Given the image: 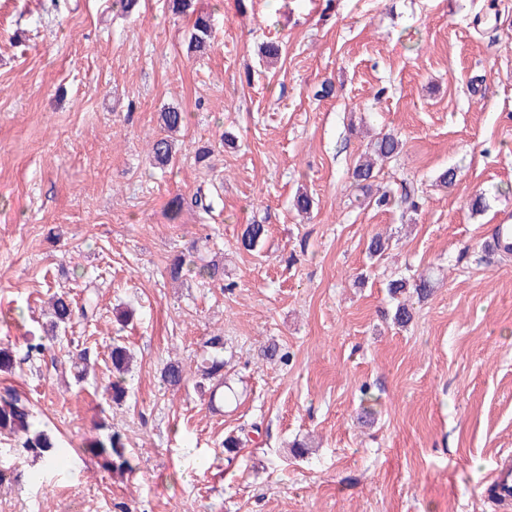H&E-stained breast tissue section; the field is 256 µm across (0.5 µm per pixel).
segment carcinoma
I'll use <instances>...</instances> for the list:
<instances>
[{"label":"carcinoma","mask_w":512,"mask_h":512,"mask_svg":"<svg viewBox=\"0 0 512 512\" xmlns=\"http://www.w3.org/2000/svg\"><path fill=\"white\" fill-rule=\"evenodd\" d=\"M213 37V27L208 16L198 15L194 19L193 32L188 42V51L202 52ZM187 113L176 107H168L160 113L164 128L169 131L180 129L186 122ZM402 142L394 133H384L378 137L359 157L352 170V178L357 187L365 189L375 180L378 172L377 163L400 153ZM150 154L155 164L167 165L173 155L172 142L161 137L152 142ZM267 235L266 225L248 224L244 228L240 244L246 250L256 249ZM191 272L196 277L215 283L224 280V267L217 263H188L183 255L178 256L167 268L169 277L177 280ZM434 279L431 274L422 272L410 280L406 277L393 279L388 283L391 297L412 292L417 297L425 299L432 293ZM95 305L91 297H86L83 303L77 304L65 291L57 292L51 297V320L49 329L44 336H33L27 339L28 352L44 355L49 352V342L57 338L60 331L66 330L77 318L86 319L94 312ZM206 355L197 366L196 388L202 393L214 394L224 387V337L217 334L205 342ZM112 377L106 391L111 395L112 402L120 404L127 394L126 374L129 372L131 360L130 350L123 344L115 342L110 351ZM161 381L169 389H180L187 383V372L179 361H169L160 372ZM0 433L7 434L21 441L22 448L31 454L42 458L47 467L55 465L56 453L48 452L53 447L45 430L39 428L35 411L29 399L14 389L6 388L0 394ZM95 454L102 458L107 468L117 467L120 470H132L130 461L125 457L126 444L123 435L106 426V433L95 440Z\"/></svg>","instance_id":"1"}]
</instances>
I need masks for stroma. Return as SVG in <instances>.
<instances>
[{"instance_id": "35a3bbf8", "label": "stroma", "mask_w": 512, "mask_h": 512, "mask_svg": "<svg viewBox=\"0 0 512 512\" xmlns=\"http://www.w3.org/2000/svg\"><path fill=\"white\" fill-rule=\"evenodd\" d=\"M195 7L214 24L202 55L168 0L130 15L113 0L51 14L0 0V342L21 352L42 335L50 290L98 293L94 320L0 372L57 440L47 470L0 437V465L21 474L0 486V512H512L483 493L512 455V254L485 247L512 220V0ZM167 107L189 119L160 170L149 151ZM389 130L402 150L361 193L355 161ZM408 188L417 210L399 202ZM200 189L213 212L189 206ZM384 190L395 201L380 208ZM248 224L268 228L252 252L238 242ZM378 232L390 246L373 261ZM191 247L223 264V283L170 280ZM425 270L432 296L394 325L387 283ZM218 332L235 401L164 387L166 362L195 366ZM116 341L134 355L119 406L106 394ZM272 343L288 363L264 359ZM78 348L95 362L81 382ZM104 421L135 474L86 452Z\"/></svg>"}]
</instances>
